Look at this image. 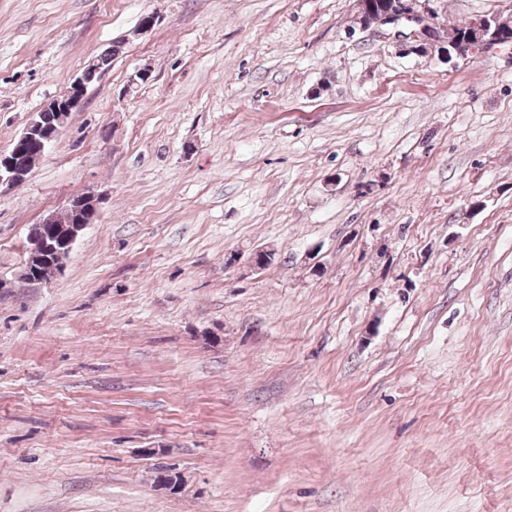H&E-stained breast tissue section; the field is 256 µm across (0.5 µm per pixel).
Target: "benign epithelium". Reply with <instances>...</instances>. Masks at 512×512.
Masks as SVG:
<instances>
[{
    "instance_id": "1",
    "label": "benign epithelium",
    "mask_w": 512,
    "mask_h": 512,
    "mask_svg": "<svg viewBox=\"0 0 512 512\" xmlns=\"http://www.w3.org/2000/svg\"><path fill=\"white\" fill-rule=\"evenodd\" d=\"M432 2L434 0H394V5L389 7L381 4L379 0H357L358 20L363 28L390 26L395 29V38L405 47L406 52L417 55L436 53L448 63L455 59H465L480 50L484 51L497 45V41L486 37L489 26H495L500 32L512 27V13L481 16L462 22L459 28L465 30L468 37L461 42L451 43L445 40V25L439 20ZM101 77L102 72L96 63L92 60L87 61L73 80L77 93L63 104L52 100L42 109L44 113L55 112V122L44 126L33 120L20 135L19 140L31 138L36 133L43 149H48L57 139L66 115L81 105L89 84ZM32 168V159H23L16 151L0 153V188H10L17 181L27 178ZM44 223L56 225L63 247L50 248L43 243L41 250L47 252L46 259L60 267L87 224H59L54 214L45 218Z\"/></svg>"
}]
</instances>
